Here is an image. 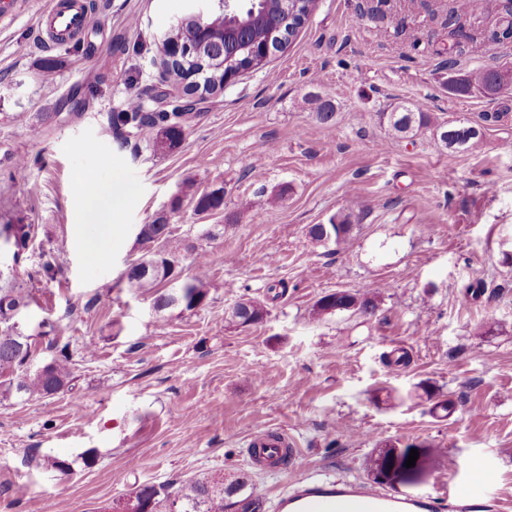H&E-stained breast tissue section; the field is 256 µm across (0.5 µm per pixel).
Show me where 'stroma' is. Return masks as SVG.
<instances>
[{"mask_svg":"<svg viewBox=\"0 0 512 512\" xmlns=\"http://www.w3.org/2000/svg\"><path fill=\"white\" fill-rule=\"evenodd\" d=\"M49 2L0 29V224L35 227L16 270L34 299L26 331L47 359L38 324L59 320L74 381L0 402V512H109L136 487L215 472L246 477L272 512L294 475L252 464L246 443L264 429L287 431L309 477L365 482L373 452L414 444L428 451L423 475L397 493L448 492L490 470L512 497V90H448L450 70L512 68V40L493 38L505 12L317 0L264 67L193 101L163 78L158 50L189 0H93L81 38L53 51L37 30ZM422 101L438 120L481 124L480 145L449 149L431 127L400 138L380 119ZM124 112L181 113L184 139L159 154L143 134L117 136L109 119ZM83 171L109 184L119 232L79 205ZM189 181L223 188V209L197 212ZM336 215L356 225L349 245L309 237ZM160 221L186 244L183 277L205 273L194 311H156L154 293L127 285L145 252L137 225ZM57 248L55 279L35 277ZM88 248L106 261L87 263ZM373 284V317L312 320L321 296ZM246 298L266 307L262 323L228 321ZM397 348L408 364L386 361Z\"/></svg>","mask_w":512,"mask_h":512,"instance_id":"obj_1","label":"stroma"}]
</instances>
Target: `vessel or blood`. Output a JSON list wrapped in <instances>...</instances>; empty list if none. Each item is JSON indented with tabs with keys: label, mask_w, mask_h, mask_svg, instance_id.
I'll return each instance as SVG.
<instances>
[{
	"label": "vessel or blood",
	"mask_w": 512,
	"mask_h": 512,
	"mask_svg": "<svg viewBox=\"0 0 512 512\" xmlns=\"http://www.w3.org/2000/svg\"><path fill=\"white\" fill-rule=\"evenodd\" d=\"M91 13L85 0H52L39 15V35L51 48L65 45L68 38L83 32ZM283 432L265 429L251 435L247 446L258 456H277L287 447ZM477 490L457 489L443 496H401L368 483L339 480L318 482L302 477L290 492L279 496L276 512H506L496 492L497 478L486 472Z\"/></svg>",
	"instance_id": "b4317fda"
}]
</instances>
